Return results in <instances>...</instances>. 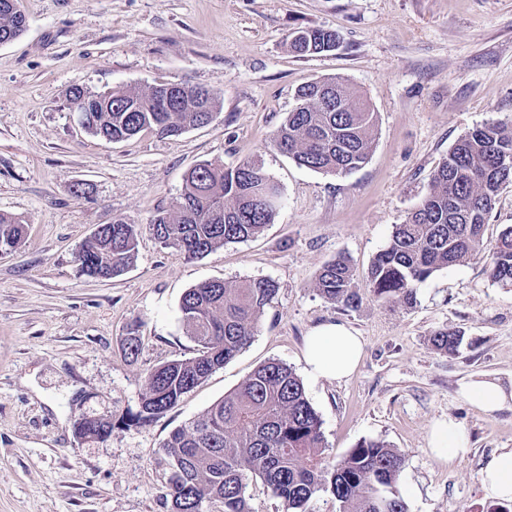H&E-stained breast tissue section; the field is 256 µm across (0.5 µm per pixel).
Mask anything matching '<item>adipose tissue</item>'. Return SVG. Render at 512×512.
<instances>
[{
  "instance_id": "adipose-tissue-1",
  "label": "adipose tissue",
  "mask_w": 512,
  "mask_h": 512,
  "mask_svg": "<svg viewBox=\"0 0 512 512\" xmlns=\"http://www.w3.org/2000/svg\"><path fill=\"white\" fill-rule=\"evenodd\" d=\"M362 351L361 337L351 327L336 322L311 330L304 341L303 356L311 375L339 381L356 371ZM463 394L478 409L491 414L512 405V382L506 384L484 375L468 383ZM430 448L442 462L464 458L470 451L467 436L450 418L434 424ZM482 486L488 498L512 501V449H502L487 459L482 469Z\"/></svg>"
}]
</instances>
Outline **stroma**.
<instances>
[{
  "mask_svg": "<svg viewBox=\"0 0 512 512\" xmlns=\"http://www.w3.org/2000/svg\"><path fill=\"white\" fill-rule=\"evenodd\" d=\"M28 18L0 44V212L25 221L0 256V512H171L160 444L271 361L301 379L322 420L326 454L362 440L404 456L398 489L408 512H495L480 471L512 448V405L487 414L461 388L484 374L512 380V287L485 261L434 272L413 305L378 299L365 274L395 224L421 203L459 138L512 123V0H17ZM341 35L331 53L288 48L300 28ZM337 78L377 114L368 162L347 175L296 164L271 137L305 83ZM160 84L201 86L221 107L177 136L144 131L111 142L78 126L68 101ZM257 160L283 205L257 237L189 259L148 224L176 205L188 170ZM83 194H76V186ZM140 227L133 265L111 280L80 273L78 251L115 217ZM350 259L360 303L326 301L314 284L337 256ZM265 278L277 291L250 344L146 425L129 423L147 375L195 353L184 293L205 281ZM341 321L364 341L343 381L311 377L312 328ZM461 331L458 352L429 338ZM141 353L124 350L129 331ZM90 416L111 420L103 441L76 437ZM455 419L466 459L441 463L429 441Z\"/></svg>",
  "mask_w": 512,
  "mask_h": 512,
  "instance_id": "1",
  "label": "stroma"
}]
</instances>
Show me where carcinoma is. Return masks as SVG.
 <instances>
[{"label": "carcinoma", "instance_id": "1", "mask_svg": "<svg viewBox=\"0 0 512 512\" xmlns=\"http://www.w3.org/2000/svg\"><path fill=\"white\" fill-rule=\"evenodd\" d=\"M27 28L15 0H0V44ZM336 31H295L290 49L299 55L332 52ZM112 111L88 113L86 131L114 141L151 130L176 136L210 123L218 98L206 88L188 92L177 84L148 89L114 88L106 93ZM375 112L367 101L337 79L308 83L296 92L294 108L273 133V146L306 168L343 175L367 162L373 145ZM512 183V128L500 123L478 127L462 138L434 172L421 204L393 227L391 241L368 270L373 293L382 300L414 302V289L435 271L470 260L486 261L489 276L512 287V225L493 244L484 239L496 199ZM282 204L279 187L257 161L231 169L211 163L185 177L180 200L148 224L166 247L195 259L227 243L246 241L272 223ZM25 238L17 217L0 213V250H16ZM138 227L123 217L100 224L81 245L80 272L109 280L133 264ZM315 288L328 302L358 306L353 273L339 256L319 271ZM276 285L268 279L203 282L183 295L180 310L196 355L172 360L147 377L138 424L172 409L201 380L236 356L251 341ZM433 347L454 353L463 335L448 329L430 337ZM112 421L80 418L75 434L105 440ZM170 459L165 497L171 512H250L247 488L260 479L285 512H308L319 492L331 494L339 512H408L397 489L404 457L387 444L364 440L339 462L325 456L322 421L308 401L298 376L272 361L252 372L224 399L198 418L175 428L161 445Z\"/></svg>", "mask_w": 512, "mask_h": 512}]
</instances>
